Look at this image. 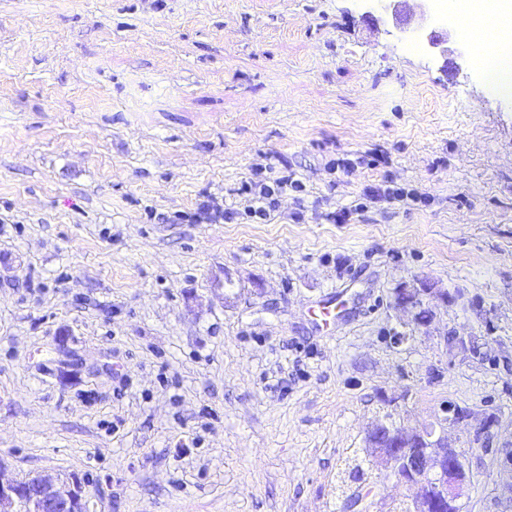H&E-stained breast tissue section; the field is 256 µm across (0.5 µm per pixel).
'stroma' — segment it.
Masks as SVG:
<instances>
[{"label":"stroma","mask_w":512,"mask_h":512,"mask_svg":"<svg viewBox=\"0 0 512 512\" xmlns=\"http://www.w3.org/2000/svg\"><path fill=\"white\" fill-rule=\"evenodd\" d=\"M259 163L297 171L301 221L287 194L262 224L189 223ZM386 182L427 200L362 203ZM418 278L448 293L420 324L393 306ZM449 404L463 512H512V103L449 23L0 0L6 476H78L90 512H343L367 429Z\"/></svg>","instance_id":"35a3bbf8"}]
</instances>
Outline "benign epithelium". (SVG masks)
<instances>
[{
  "label": "benign epithelium",
  "mask_w": 512,
  "mask_h": 512,
  "mask_svg": "<svg viewBox=\"0 0 512 512\" xmlns=\"http://www.w3.org/2000/svg\"><path fill=\"white\" fill-rule=\"evenodd\" d=\"M429 301L448 303V293L438 291L426 279L398 287L394 305L424 322L421 310ZM418 427L394 426L377 422L366 436L371 465L380 473L405 486L410 492L407 506L411 512H428L430 489L462 512V498L467 484L466 463L448 441V428L465 415L456 412ZM89 498L85 484L77 476L58 484L43 476L9 478L0 470V512H87Z\"/></svg>",
  "instance_id": "obj_1"
}]
</instances>
